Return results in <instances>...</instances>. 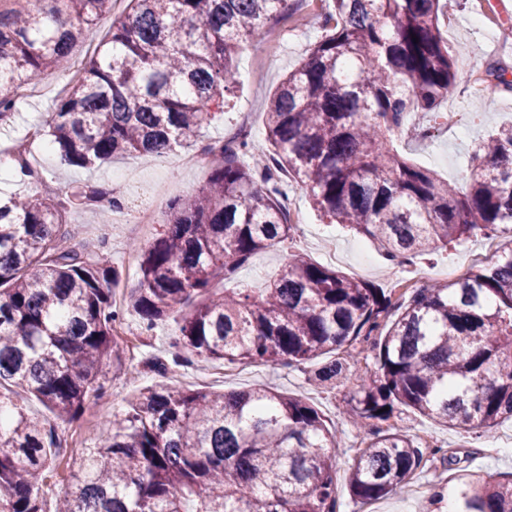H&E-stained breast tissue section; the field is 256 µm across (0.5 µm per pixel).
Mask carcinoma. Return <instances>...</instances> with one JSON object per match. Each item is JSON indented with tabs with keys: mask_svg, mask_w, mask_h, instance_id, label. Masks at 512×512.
I'll use <instances>...</instances> for the list:
<instances>
[{
	"mask_svg": "<svg viewBox=\"0 0 512 512\" xmlns=\"http://www.w3.org/2000/svg\"><path fill=\"white\" fill-rule=\"evenodd\" d=\"M441 0H333L335 25L290 71L265 112L271 163L239 133L209 143L210 177L170 202L154 242L140 251L138 286L114 302L121 274L110 258L65 243L67 208L107 195L15 194L0 203V383L28 390L64 423L106 394L101 373L127 369L115 327L133 314L146 333L177 324L171 358L304 366L325 389L350 377L348 415L364 430L347 476L354 501L395 495L422 452L408 412L466 432L512 420V246L448 284L409 298L289 254L257 291L224 281L255 254L283 244L288 223L280 174H293L313 207L409 262L473 236L512 238V124L470 156L466 188L405 159L393 144L408 115L431 125L465 73L440 32ZM110 38L48 120L70 166L119 153L166 154L224 112L238 83L242 45L289 8L288 0H129ZM112 0H0V125L17 91L69 71L86 27ZM417 40H412V37ZM492 62L487 98L512 94ZM370 344L375 370L352 353ZM336 434L299 395L271 388L215 393L156 382L103 421L76 459L37 417L0 399V512H44L47 474L66 473L55 512H336ZM436 501L453 512H512V479L461 473Z\"/></svg>",
	"mask_w": 512,
	"mask_h": 512,
	"instance_id": "cac0c4a2",
	"label": "carcinoma"
}]
</instances>
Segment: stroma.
Instances as JSON below:
<instances>
[{
    "label": "stroma",
    "instance_id": "stroma-1",
    "mask_svg": "<svg viewBox=\"0 0 512 512\" xmlns=\"http://www.w3.org/2000/svg\"><path fill=\"white\" fill-rule=\"evenodd\" d=\"M288 16L292 30L276 46L273 54L261 56L263 37L255 35L238 60L239 83L223 115L217 116L200 132L185 152H171L162 156L146 157L137 153L121 155L86 168L60 165L59 157L50 148L49 135L30 140L34 128L45 127L54 102L65 89L70 78L53 74L43 79L36 93L27 94L7 124L0 126V149H11L17 142L30 140L29 160L37 171V178L18 176L15 169L0 172V198L14 193L36 194L44 187L57 193L70 191L75 186L102 188L119 202H126L132 187H146L167 183L169 199L195 195L209 176L207 163L185 167L180 163L183 153H195L200 145L224 139L249 125L253 140L266 139L265 117L267 103L284 75L292 70L308 50L327 33L317 20L318 15L331 11V0H321L316 7L306 6L305 0H289ZM496 24L491 37L485 38L472 31L470 7L460 0H446L439 19L440 30L448 41V49L456 59L471 57L472 74L485 75L489 63L500 60L512 65V40H505V28L512 27V0H497L493 7ZM442 111L459 115V128L438 131L433 139L408 142L405 153L413 164L430 169L441 179L462 183L466 164L474 146L497 126L512 122V95L504 93L480 114H473L463 92L444 101ZM281 188L286 193L288 207L297 209L305 222L299 225L293 238L284 244L254 255L237 272L231 285L235 288L256 290L265 287L280 271L283 256L293 253L328 265L360 281L393 289L402 294L404 281L420 272L453 270L467 274L475 267L485 265L493 255L508 243L507 238L477 236L461 243H449L440 250L435 260H417L411 263H391L376 244L356 234L349 227L329 222L311 205L304 185L291 175H283ZM166 212H159L155 224L146 232H135L131 225L112 223L102 225L98 209L88 208L67 213L66 222L80 240L90 249L105 247L112 263L122 273V282L115 288L116 298H124L139 280V267L129 264L135 248L147 247L157 237ZM125 330L134 344L129 361L139 369L138 377L107 374V393L92 410L79 421L60 423L36 398L17 387L1 390L6 398L29 414L45 421L47 426L62 432L69 446L67 457H80L93 445L97 429L103 420L120 412L132 392L157 380L149 362L152 358L169 357L174 322L158 325L151 333L141 332L135 316H128ZM168 381L176 387L204 389L221 393L227 390L271 387L284 394L303 395L327 424L335 428L340 442L336 458L337 512H437L425 496L410 498L399 494L370 504L355 502L349 495L346 480L349 467L362 436L346 421L342 406L351 393L350 386L341 385L324 391L306 381L305 372L298 367L267 366L260 364H227L223 362L192 361L188 366L171 373ZM411 433L423 453V466L413 481L426 488L451 478L452 473L442 464L443 457L460 458L468 470L505 478L512 474V422L507 421L492 433L475 437L474 434L443 426L434 420L411 417Z\"/></svg>",
    "mask_w": 512,
    "mask_h": 512
}]
</instances>
